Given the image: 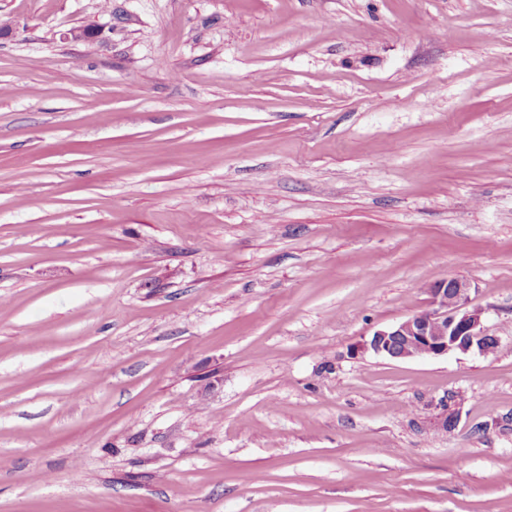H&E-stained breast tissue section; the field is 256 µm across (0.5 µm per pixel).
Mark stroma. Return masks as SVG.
I'll return each mask as SVG.
<instances>
[{"label":"stroma","mask_w":512,"mask_h":512,"mask_svg":"<svg viewBox=\"0 0 512 512\" xmlns=\"http://www.w3.org/2000/svg\"><path fill=\"white\" fill-rule=\"evenodd\" d=\"M0 512H512V0H0ZM427 293V309L375 331L365 348L404 360L456 351L485 353L499 344L497 337L485 333L481 309L469 308L468 281L444 278L431 284Z\"/></svg>","instance_id":"35a3bbf8"}]
</instances>
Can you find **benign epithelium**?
I'll use <instances>...</instances> for the list:
<instances>
[{"label": "benign epithelium", "mask_w": 512, "mask_h": 512, "mask_svg": "<svg viewBox=\"0 0 512 512\" xmlns=\"http://www.w3.org/2000/svg\"><path fill=\"white\" fill-rule=\"evenodd\" d=\"M427 293V309L375 331L365 348L404 360L456 351L485 353L499 344L497 337L485 333L482 311L469 307L468 281L444 278L431 284Z\"/></svg>", "instance_id": "benign-epithelium-1"}]
</instances>
